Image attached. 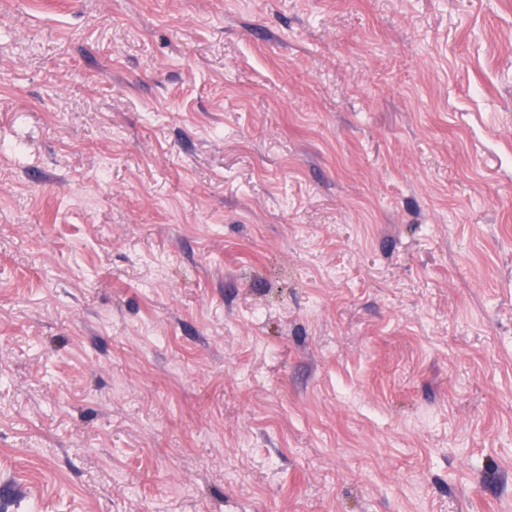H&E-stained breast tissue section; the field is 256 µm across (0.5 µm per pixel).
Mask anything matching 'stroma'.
Masks as SVG:
<instances>
[{
	"label": "stroma",
	"mask_w": 512,
	"mask_h": 512,
	"mask_svg": "<svg viewBox=\"0 0 512 512\" xmlns=\"http://www.w3.org/2000/svg\"><path fill=\"white\" fill-rule=\"evenodd\" d=\"M0 512H512V0H0Z\"/></svg>",
	"instance_id": "35a3bbf8"
}]
</instances>
